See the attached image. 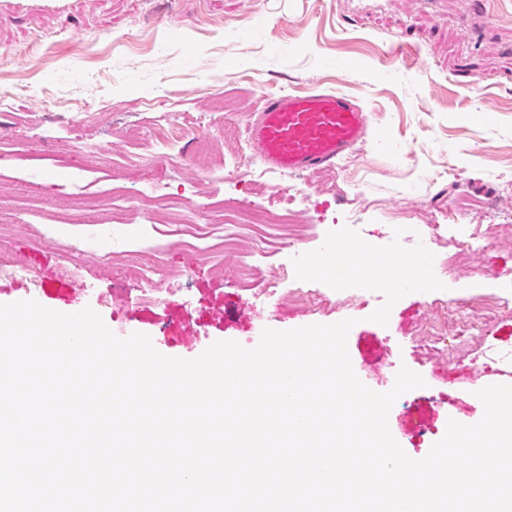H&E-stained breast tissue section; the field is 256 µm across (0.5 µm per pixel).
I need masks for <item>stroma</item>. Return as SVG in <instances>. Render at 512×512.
Listing matches in <instances>:
<instances>
[{"label":"stroma","instance_id":"obj_1","mask_svg":"<svg viewBox=\"0 0 512 512\" xmlns=\"http://www.w3.org/2000/svg\"><path fill=\"white\" fill-rule=\"evenodd\" d=\"M471 73L474 84L459 81ZM349 94L371 114L374 136L341 157L335 188L321 173L267 179L247 127L268 92ZM167 180L180 207H135L139 190ZM512 181V23L476 14L471 0H64L32 10L0 0V251L35 268L34 283L0 279V304L32 299L62 312L92 308L119 337L150 336L163 355L192 359L213 342L255 347L264 329L355 324L347 349L358 378L385 392L400 367L425 384L390 410V432L408 456L424 458L449 419L471 425L480 388L512 384V234L481 240L465 264L432 282L430 293L395 285L383 252L399 224L425 231L442 210L461 224H490L465 200L501 197ZM303 191L293 206L307 227L305 259L327 246L363 244L366 277L382 303L348 305L352 290L331 266L305 281L327 299L299 307L270 296L261 269L283 262L287 241L270 242L253 263L249 288L233 276L253 232L224 248L214 215L225 200L285 209L283 184ZM123 192V223L75 224L80 200ZM363 228L359 238L348 223ZM119 238L161 250L168 271L151 283L100 264L97 244ZM128 301L113 309V289ZM454 299L486 333L445 357L415 355L411 339L431 318L429 294ZM383 357L387 377L372 363Z\"/></svg>","mask_w":512,"mask_h":512}]
</instances>
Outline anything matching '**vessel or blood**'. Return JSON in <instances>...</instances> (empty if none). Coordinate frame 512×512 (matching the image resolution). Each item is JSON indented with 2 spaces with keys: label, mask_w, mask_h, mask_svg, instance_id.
Wrapping results in <instances>:
<instances>
[{
  "label": "vessel or blood",
  "mask_w": 512,
  "mask_h": 512,
  "mask_svg": "<svg viewBox=\"0 0 512 512\" xmlns=\"http://www.w3.org/2000/svg\"><path fill=\"white\" fill-rule=\"evenodd\" d=\"M368 113L349 95L332 91L269 93L249 128L252 149L271 168L303 174L334 167L364 143Z\"/></svg>",
  "instance_id": "obj_1"
}]
</instances>
